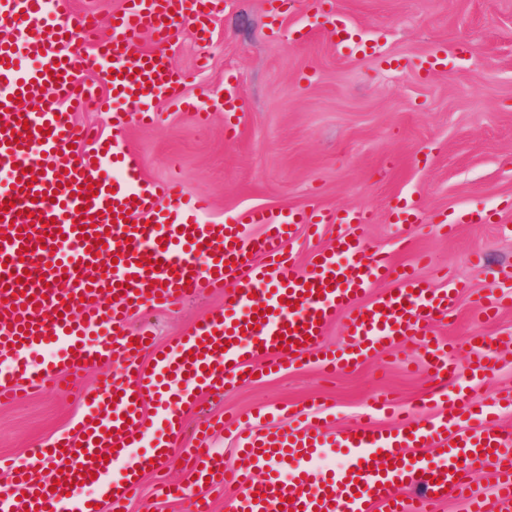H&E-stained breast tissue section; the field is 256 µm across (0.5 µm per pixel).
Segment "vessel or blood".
<instances>
[{"instance_id":"obj_1","label":"vessel or blood","mask_w":512,"mask_h":512,"mask_svg":"<svg viewBox=\"0 0 512 512\" xmlns=\"http://www.w3.org/2000/svg\"><path fill=\"white\" fill-rule=\"evenodd\" d=\"M210 0H125L108 37L72 49L74 28L95 25L93 13L73 14L70 0H0V401L63 382L90 364L113 367L103 393L82 395L85 412L69 432L33 445L28 459L0 489V512H84V491L107 495L110 512H124L138 473L155 471L143 443L181 438L171 418L176 404H195L205 392L252 377L261 359L307 363L317 356L325 374L411 341L436 374L452 371L435 328L446 322L459 284L432 288L392 253L363 243V210L249 211L244 219L204 220L205 200L174 181L145 179L138 154L122 138L132 122L155 118L149 103L182 101L183 75L162 49L147 50L143 31L161 44L177 42L186 24L207 42ZM346 57L367 52L345 21L331 31ZM37 66L25 68L23 58ZM103 77L109 96L132 104L113 110L112 135L102 138L77 124L75 112L94 97L83 73ZM392 223L427 221L416 204L396 206ZM261 234H253L252 225ZM336 227L328 247L298 265L288 244L297 228L318 236ZM106 273L94 274L101 262ZM224 303L202 325L161 348L151 366L138 363L149 329L130 331L137 311L171 308L202 290ZM345 312V342L318 352L336 313ZM447 405L422 423L402 418L396 429L367 425L337 432L282 425L241 429L232 422L245 463L225 467L208 441L215 420L195 428L187 459L190 474L207 478V493L163 483L164 500L192 499L194 512H436L450 492L468 512H512V430L497 409L512 407V388L473 408L457 380L440 388ZM161 411L158 427L144 422L145 405ZM459 423L448 437L449 423ZM436 448L438 459L417 448ZM342 464L316 467L328 450ZM34 460L56 462L49 479L32 475ZM265 470L258 481L255 471ZM494 479L484 491V473ZM23 498H16V491Z\"/></svg>"}]
</instances>
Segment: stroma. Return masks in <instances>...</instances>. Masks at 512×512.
<instances>
[{"label":"stroma","instance_id":"1","mask_svg":"<svg viewBox=\"0 0 512 512\" xmlns=\"http://www.w3.org/2000/svg\"><path fill=\"white\" fill-rule=\"evenodd\" d=\"M270 0H220L207 45L192 26L170 49L186 76L183 95L212 114L198 126L189 112L158 100L152 125L130 124L124 137L144 163L147 179L177 178L211 202L208 220L232 222L249 210L317 207L368 211L365 237L392 252L432 285L450 279L463 292L441 334L451 361L466 369L490 358L494 373L468 382L473 403L512 387V310L482 314L483 292L512 265V0H324L323 11L285 16L267 27ZM348 20L373 41L374 56H343L329 28ZM462 51L461 66L427 72L435 47ZM234 86L244 105L226 127L224 94ZM421 205L433 221L407 231L387 221L400 199ZM482 213L450 235L444 216ZM483 253L474 261V253ZM222 302L203 292L170 310L147 308L164 347ZM484 337L477 347L476 337ZM429 358L408 342L336 375L319 367L272 368L253 381L205 394L183 411L187 422L218 413L253 426H275L283 406L324 403L334 430L373 423L393 427L396 413L414 410L431 386ZM388 395L390 409L373 399ZM82 412L77 396L48 383L0 404V456L22 459L33 441L65 432ZM173 446L159 473L145 474L128 512H189V501L156 504L159 477L183 481Z\"/></svg>","mask_w":512,"mask_h":512}]
</instances>
